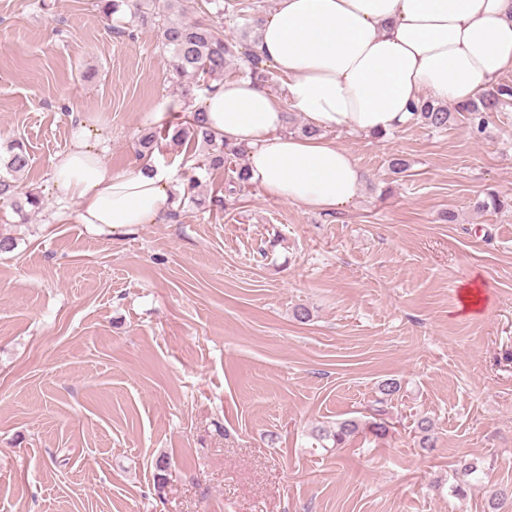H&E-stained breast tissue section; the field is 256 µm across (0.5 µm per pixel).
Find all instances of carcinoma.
Listing matches in <instances>:
<instances>
[{"label":"carcinoma","mask_w":512,"mask_h":512,"mask_svg":"<svg viewBox=\"0 0 512 512\" xmlns=\"http://www.w3.org/2000/svg\"><path fill=\"white\" fill-rule=\"evenodd\" d=\"M95 7L105 17L109 18L125 7L133 8V16L139 21L157 23L162 45L170 52L173 70L179 78L190 79L193 85H202L210 91L224 82V67L230 61H237L241 76L249 77L266 85L273 81L274 72L270 66L256 54L248 51L241 52L238 45L225 39L224 33L217 25H204L195 21H187L184 16L196 8V0H165L164 7L168 11L177 10L179 19H172L158 12L159 0H95ZM512 98V87L499 85L491 88L479 100L469 104L457 105L454 109L439 102L424 99L413 108L417 121L431 128L443 130L453 125L456 114L467 112L473 115L477 129H483L487 114L496 112L505 100ZM171 141L176 144L197 142L202 146L203 162L212 169L224 168V159L228 156H238L245 152L241 146H232L224 141V136L213 132L208 126L205 113L198 108L181 123L174 126ZM32 164L30 154L22 145L10 148V155L5 167L12 175L24 174ZM400 391V385L393 380H386L379 385L380 398L372 408L373 417L367 422L357 419H346L327 429L320 428L316 440L321 447L340 448L351 437L363 430L382 438L389 433L385 406L388 400ZM417 428L420 434V447L430 449L435 447V437L432 434V423L429 418L418 420ZM455 473L462 479L449 486L450 492L457 497H466L472 493H480L487 501L488 508L499 509L504 501L512 499V488L501 487L490 481H484L480 474L484 473L482 466L474 460L461 459L457 461Z\"/></svg>","instance_id":"carcinoma-1"}]
</instances>
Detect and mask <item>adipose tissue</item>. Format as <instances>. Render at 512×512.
<instances>
[{
	"label": "adipose tissue",
	"mask_w": 512,
	"mask_h": 512,
	"mask_svg": "<svg viewBox=\"0 0 512 512\" xmlns=\"http://www.w3.org/2000/svg\"><path fill=\"white\" fill-rule=\"evenodd\" d=\"M255 48L285 77L284 96L249 79L223 83L203 99L207 125L245 147L249 182L264 196L329 213L353 204L363 182L329 133L402 128L425 94L478 99L512 70V0H277ZM289 108L314 135L284 133ZM52 185L78 200V223L117 229L158 223L178 176L148 158L113 171L104 147L81 135L56 157Z\"/></svg>",
	"instance_id": "obj_1"
}]
</instances>
